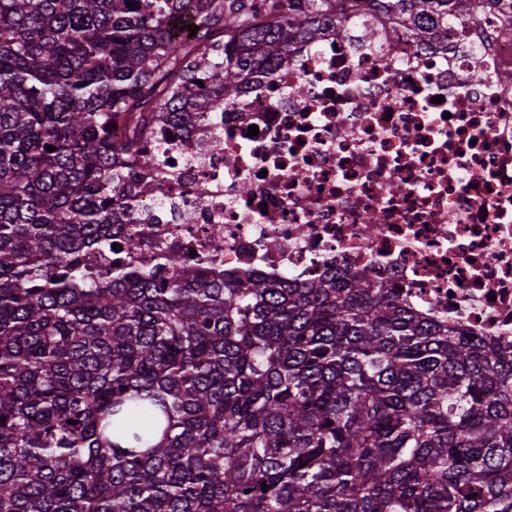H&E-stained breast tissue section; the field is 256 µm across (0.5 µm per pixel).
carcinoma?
<instances>
[{"label": "carcinoma", "mask_w": 512, "mask_h": 512, "mask_svg": "<svg viewBox=\"0 0 512 512\" xmlns=\"http://www.w3.org/2000/svg\"><path fill=\"white\" fill-rule=\"evenodd\" d=\"M336 2L0 0V512H512V350L360 272L142 267L124 227L161 115L179 137L297 41L512 18Z\"/></svg>", "instance_id": "cac0c4a2"}]
</instances>
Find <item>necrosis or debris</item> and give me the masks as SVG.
Listing matches in <instances>:
<instances>
[{
  "instance_id": "obj_1",
  "label": "necrosis or debris",
  "mask_w": 512,
  "mask_h": 512,
  "mask_svg": "<svg viewBox=\"0 0 512 512\" xmlns=\"http://www.w3.org/2000/svg\"><path fill=\"white\" fill-rule=\"evenodd\" d=\"M296 57L161 151L159 195L135 207L138 262L358 270L512 347V26H451L444 49L326 31Z\"/></svg>"
}]
</instances>
